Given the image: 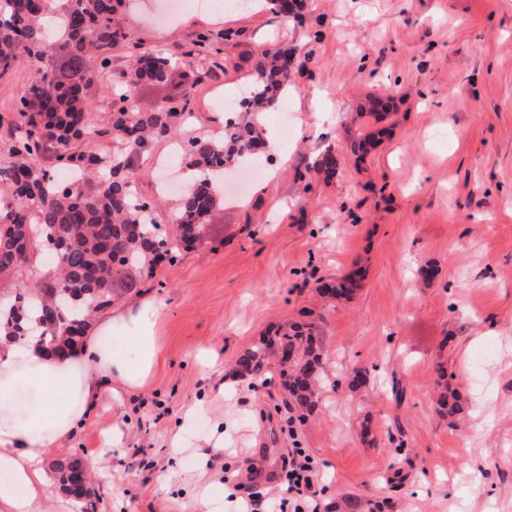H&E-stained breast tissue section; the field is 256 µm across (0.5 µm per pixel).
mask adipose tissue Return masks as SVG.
Masks as SVG:
<instances>
[{
    "label": "adipose tissue",
    "instance_id": "obj_1",
    "mask_svg": "<svg viewBox=\"0 0 512 512\" xmlns=\"http://www.w3.org/2000/svg\"><path fill=\"white\" fill-rule=\"evenodd\" d=\"M155 319L148 306L113 310L62 359L26 336L0 339V512H36L47 498L44 463L84 418L101 379L126 391L149 381L160 355ZM116 341L134 345L136 360L114 351Z\"/></svg>",
    "mask_w": 512,
    "mask_h": 512
}]
</instances>
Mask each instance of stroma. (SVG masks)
Returning a JSON list of instances; mask_svg holds the SVG:
<instances>
[{
	"mask_svg": "<svg viewBox=\"0 0 512 512\" xmlns=\"http://www.w3.org/2000/svg\"><path fill=\"white\" fill-rule=\"evenodd\" d=\"M161 8L122 0L118 16L142 50L173 55L167 80H141L135 99L186 102L182 137L219 134L212 113L251 85L262 51L294 65L263 124L275 164L120 300L156 310L161 358L140 389L116 398L104 383L62 445L87 464L96 512H199L204 498L238 512L254 484L293 512L280 468L294 448L319 470L324 512H512V0H306L295 20L228 8L164 23ZM200 34L222 46L206 73ZM32 70L23 56L0 77V167ZM86 99L94 153L121 152L109 87ZM177 137L133 156L141 197L158 195L156 162ZM328 149L330 179L315 166ZM353 272L355 297L324 301L319 286ZM295 322L323 340L314 414L299 420L272 367L271 382L218 390L245 349ZM447 386L460 415L437 406Z\"/></svg>",
	"mask_w": 512,
	"mask_h": 512,
	"instance_id": "35a3bbf8",
	"label": "stroma"
}]
</instances>
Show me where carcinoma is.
Returning a JSON list of instances; mask_svg holds the SVG:
<instances>
[{
  "instance_id": "1",
  "label": "carcinoma",
  "mask_w": 512,
  "mask_h": 512,
  "mask_svg": "<svg viewBox=\"0 0 512 512\" xmlns=\"http://www.w3.org/2000/svg\"><path fill=\"white\" fill-rule=\"evenodd\" d=\"M51 0H0V76L12 70L21 55L36 63L60 47L72 65L62 74L35 68L31 82L14 105L24 134L11 151V161L0 167V181L11 190L10 200L0 210V277L16 278L30 268L34 255L45 250V242L56 245L58 278L30 292L18 288L5 309L0 303V321L11 326L10 336H37L58 347L73 343V333L83 335L91 315L113 302L114 281L128 267L153 269L158 258L176 257L177 245L196 238L204 217L224 196L216 179L241 160L264 156V144L255 113L274 104L284 91L292 55L264 51L255 65V80L249 95L240 100L242 112L237 126L222 139H190L187 165L193 180L180 195L173 232L159 233L152 218L155 204L135 194V172L121 156L105 165L90 153L83 116L88 111L86 91L106 76L112 63V47L125 42L138 49L132 33L114 22L115 0H66L53 22ZM101 58V71L86 68L85 54ZM172 57L163 51L142 52L126 80L113 90L111 123L134 152L143 151L153 134L171 131L181 113L144 110L134 106V87L144 78L166 80ZM53 153L55 167L83 178L94 176V190H74L50 175L42 165ZM359 288L354 275L336 279L329 298L350 300ZM286 353L288 362L278 361L277 374L288 399L303 410L306 419L317 408L320 375V342L310 328L281 325L244 351L236 361L240 374L259 375L273 355ZM62 485L80 499V512H95L86 485L78 479L83 469L72 454L57 456L52 463Z\"/></svg>"
}]
</instances>
